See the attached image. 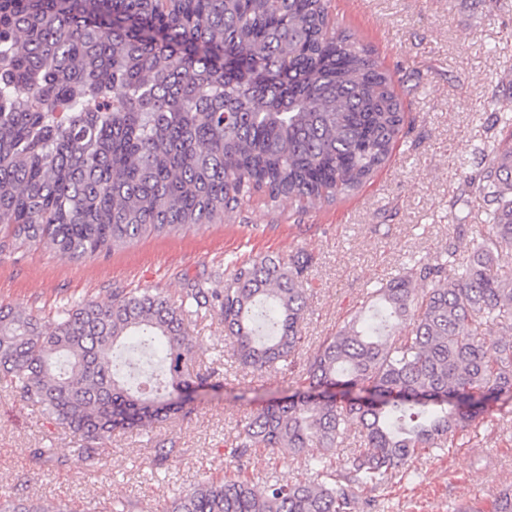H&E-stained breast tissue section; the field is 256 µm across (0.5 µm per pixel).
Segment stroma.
<instances>
[{"instance_id":"35a3bbf8","label":"stroma","mask_w":512,"mask_h":512,"mask_svg":"<svg viewBox=\"0 0 512 512\" xmlns=\"http://www.w3.org/2000/svg\"><path fill=\"white\" fill-rule=\"evenodd\" d=\"M329 17L389 73L404 126L386 162L355 192L271 206L264 194L223 223L149 236L109 257L72 261L42 245L0 253V304L46 321L69 301L110 302L138 288L178 300L189 283L218 285L234 260L311 257L308 308L293 362L257 374L233 357L217 315L192 320V369L218 372L187 416L113 433L87 459L68 431L0 379V496L99 512L115 498L135 512H162L173 493L230 468V442L257 408L298 390L310 353L343 320L368 310L378 283L410 258L463 246L484 230L486 203L472 188L512 127L495 122L512 99V0H328ZM468 447L423 455L378 491L379 512H456L489 506L512 484V403L495 404ZM53 451L36 466L32 452ZM170 452L163 466L157 449Z\"/></svg>"}]
</instances>
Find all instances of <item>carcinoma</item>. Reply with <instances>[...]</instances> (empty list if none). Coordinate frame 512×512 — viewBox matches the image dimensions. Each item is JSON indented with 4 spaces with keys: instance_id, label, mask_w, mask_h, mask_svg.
Wrapping results in <instances>:
<instances>
[{
    "instance_id": "carcinoma-1",
    "label": "carcinoma",
    "mask_w": 512,
    "mask_h": 512,
    "mask_svg": "<svg viewBox=\"0 0 512 512\" xmlns=\"http://www.w3.org/2000/svg\"><path fill=\"white\" fill-rule=\"evenodd\" d=\"M404 122L389 75L326 0H0V252L47 243L73 260L144 236L224 222L259 190L271 203L357 190ZM477 189L486 231L372 291L307 360V386L252 413L235 470L175 494L164 512H369L419 456L465 444L512 401V146ZM310 259L234 264L222 288L67 303L49 325L0 306V377L91 458L117 429L187 413L217 387L192 372L188 322L213 311L232 354L264 372L298 353ZM495 325L501 336L487 327ZM355 429L370 453L336 456ZM304 460L294 483L249 475L257 449ZM317 454L308 455V449ZM0 512H45L29 499ZM489 512H512V487Z\"/></svg>"
}]
</instances>
